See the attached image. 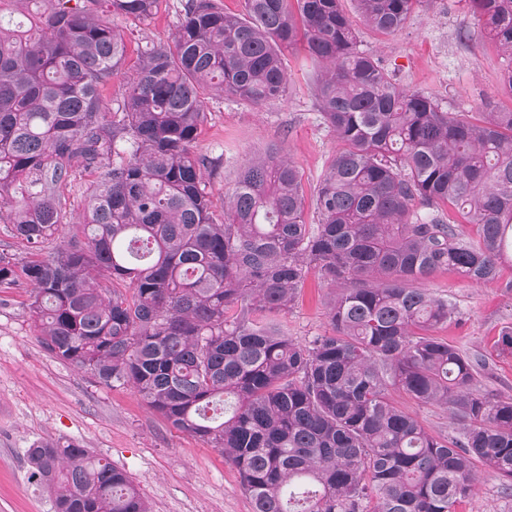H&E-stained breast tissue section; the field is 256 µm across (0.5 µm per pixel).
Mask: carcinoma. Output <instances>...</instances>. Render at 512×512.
<instances>
[{
    "mask_svg": "<svg viewBox=\"0 0 512 512\" xmlns=\"http://www.w3.org/2000/svg\"><path fill=\"white\" fill-rule=\"evenodd\" d=\"M0 19V223L34 250L62 231L60 189L97 171L79 234L48 257L0 254L30 285L43 348L103 385L131 386L170 426L218 449L253 512H456L484 469L512 491V398L477 387L482 359L434 335L456 310L418 283L494 282L512 247V112H445L360 49L338 0H186L170 46L125 60L103 18L159 0H38ZM416 0H356L382 33ZM512 94V0H469ZM303 42L322 122L342 143L304 217L296 166L270 146L213 212L191 147L209 95L283 99L282 53ZM455 208L477 236L448 222ZM338 285L332 334L307 345L250 318L288 310L309 268ZM128 285L127 297L103 280ZM462 424L430 434L389 388ZM54 512H150L122 470L74 442L25 451Z\"/></svg>",
    "mask_w": 512,
    "mask_h": 512,
    "instance_id": "1",
    "label": "carcinoma"
}]
</instances>
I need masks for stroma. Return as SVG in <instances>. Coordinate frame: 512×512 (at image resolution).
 I'll use <instances>...</instances> for the list:
<instances>
[{
	"instance_id": "stroma-1",
	"label": "stroma",
	"mask_w": 512,
	"mask_h": 512,
	"mask_svg": "<svg viewBox=\"0 0 512 512\" xmlns=\"http://www.w3.org/2000/svg\"><path fill=\"white\" fill-rule=\"evenodd\" d=\"M181 3L160 0L149 17L114 18L126 57L121 73L104 89L105 99L119 96L145 45L172 44ZM339 6L360 48L394 70L401 86L437 99L447 112H479L488 104L500 112L512 110V95L502 89L501 58L477 31L468 0H418L405 27L393 34L367 26L355 0H339ZM282 61L288 74L282 100L255 107L213 95L205 103L207 118L192 151L204 162L215 214H223L224 193L239 168L268 146H277L297 166L308 200L341 147L319 121L304 54L287 50ZM510 280L511 252L500 262L499 281L475 285L440 270L424 286L456 309L437 336L465 353L481 354L486 362L481 387L512 397V352L497 345L503 331L512 328V291L504 288ZM336 293L312 271L288 311L273 318L258 311L253 318L259 323L274 319L282 334L306 345L330 334L327 309ZM28 303L25 281L0 285V512H53L25 458L26 449L44 439L79 443L126 471L151 512H253L237 470L219 450L168 425L133 388L100 384L47 353ZM390 396L431 434L459 435L461 427L446 407L419 403L395 389ZM457 512H512V495L485 473Z\"/></svg>"
}]
</instances>
